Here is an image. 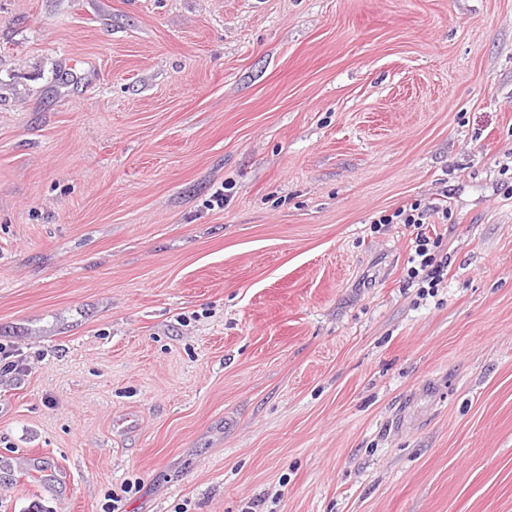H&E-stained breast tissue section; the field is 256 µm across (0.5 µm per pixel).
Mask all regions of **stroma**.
I'll list each match as a JSON object with an SVG mask.
<instances>
[{
	"label": "stroma",
	"instance_id": "stroma-1",
	"mask_svg": "<svg viewBox=\"0 0 512 512\" xmlns=\"http://www.w3.org/2000/svg\"><path fill=\"white\" fill-rule=\"evenodd\" d=\"M507 167L512 0H0V512H512ZM430 209L432 207L416 201L409 207L397 209L391 215H381L378 221L382 224H406L417 230L414 239V255L408 259V263L412 264L407 269L408 282L417 283L421 296L433 297L438 293L439 288H443V271L447 262L437 261L434 249L438 247V241L431 242V238L421 228L425 224L423 220Z\"/></svg>",
	"mask_w": 512,
	"mask_h": 512
}]
</instances>
